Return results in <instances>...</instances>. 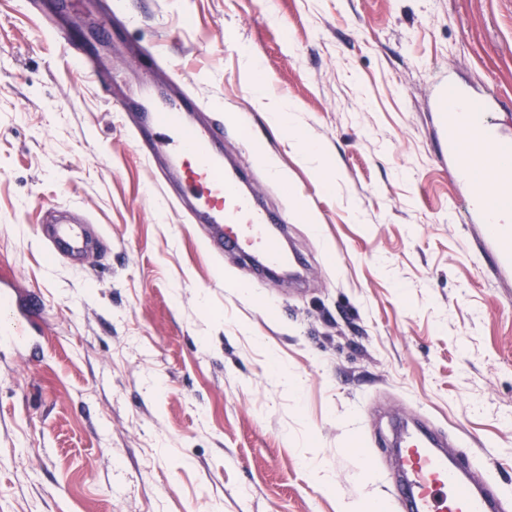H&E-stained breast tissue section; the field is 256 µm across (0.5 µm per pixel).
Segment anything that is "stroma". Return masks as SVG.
Segmentation results:
<instances>
[{
	"mask_svg": "<svg viewBox=\"0 0 512 512\" xmlns=\"http://www.w3.org/2000/svg\"><path fill=\"white\" fill-rule=\"evenodd\" d=\"M155 41L303 280L207 250L70 60L134 85ZM444 82L512 130V0H84L62 38L0 0V283L32 324L0 339V512H398L412 413L512 495V269L463 217ZM55 208L100 247L51 259Z\"/></svg>",
	"mask_w": 512,
	"mask_h": 512,
	"instance_id": "stroma-1",
	"label": "stroma"
}]
</instances>
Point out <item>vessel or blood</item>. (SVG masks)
I'll use <instances>...</instances> for the list:
<instances>
[{
	"mask_svg": "<svg viewBox=\"0 0 512 512\" xmlns=\"http://www.w3.org/2000/svg\"><path fill=\"white\" fill-rule=\"evenodd\" d=\"M181 75L180 91L164 92L145 85L140 96L117 102L118 110L138 113L136 146L147 158H164L165 176L176 177L188 192L193 223L209 224L219 242L242 252L262 267L279 268L292 259L269 234L275 218L259 208L243 188L237 168L224 161V126L203 121L199 105ZM444 139L448 152L464 170V181L479 199L475 217L485 226V240L504 264H512V238L492 224L494 210H512V135L494 129L484 118L485 103L465 97L453 85L443 86ZM87 241L73 222L57 224L48 248L80 254ZM404 480L390 490L404 512H504L503 491L473 480L468 464L449 459L432 439L410 435L399 451Z\"/></svg>",
	"mask_w": 512,
	"mask_h": 512,
	"instance_id": "1",
	"label": "vessel or blood"
}]
</instances>
